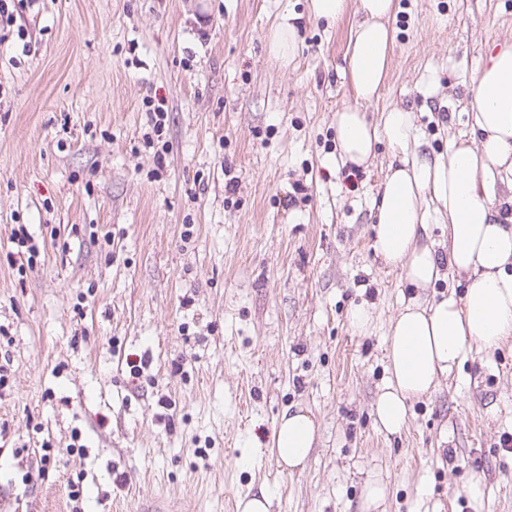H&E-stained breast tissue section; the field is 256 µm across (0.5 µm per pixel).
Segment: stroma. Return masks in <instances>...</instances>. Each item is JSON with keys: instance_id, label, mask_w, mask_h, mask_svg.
Wrapping results in <instances>:
<instances>
[{"instance_id": "stroma-1", "label": "stroma", "mask_w": 512, "mask_h": 512, "mask_svg": "<svg viewBox=\"0 0 512 512\" xmlns=\"http://www.w3.org/2000/svg\"><path fill=\"white\" fill-rule=\"evenodd\" d=\"M0 22V512H512V339L467 359L407 425L373 403L411 294L375 254L387 140L347 179L336 114L409 110L422 151L469 139L474 73L512 0H396L387 76L358 102L350 13L307 0H14ZM297 17L285 63L271 30ZM451 96L452 133L437 106ZM166 112L163 151L149 107ZM25 229L36 256L20 247ZM369 322L354 325L356 309ZM304 470L270 452L286 409ZM49 465H42V455ZM317 436V425L310 414L298 409L285 412L273 429L271 453L290 471L302 470Z\"/></svg>"}]
</instances>
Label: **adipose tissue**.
<instances>
[{"label":"adipose tissue","mask_w":512,"mask_h":512,"mask_svg":"<svg viewBox=\"0 0 512 512\" xmlns=\"http://www.w3.org/2000/svg\"><path fill=\"white\" fill-rule=\"evenodd\" d=\"M395 0H309L310 15L337 20L355 10L348 73L358 99L376 96L388 71ZM474 141H451L447 157L413 153L390 166L376 206L374 251L401 269L409 288L444 274L463 277L462 296L424 302L411 297L388 333V382L374 404L390 433L408 421L410 401L430 394L468 357L494 352L512 339V45L497 48L475 74L470 99ZM339 159L361 166L379 139L405 150L412 136L407 112L391 108L381 126L358 108L336 115ZM447 223L448 253L427 243L428 227ZM317 425L302 410L284 413L270 450L288 470L303 469Z\"/></svg>","instance_id":"obj_1"}]
</instances>
